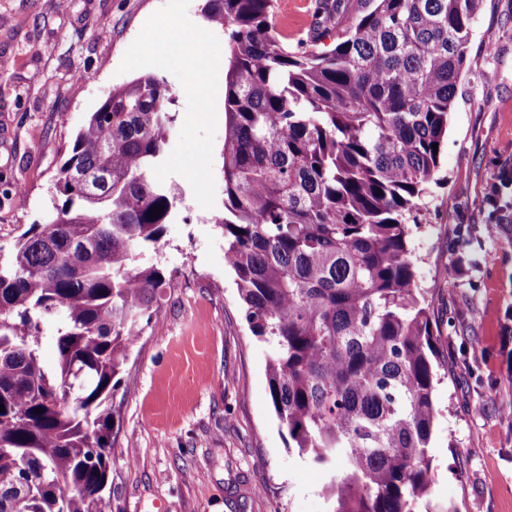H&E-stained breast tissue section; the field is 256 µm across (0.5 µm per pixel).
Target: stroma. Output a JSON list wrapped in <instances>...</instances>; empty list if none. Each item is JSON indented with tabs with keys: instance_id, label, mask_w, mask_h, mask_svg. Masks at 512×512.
Wrapping results in <instances>:
<instances>
[{
	"instance_id": "stroma-1",
	"label": "stroma",
	"mask_w": 512,
	"mask_h": 512,
	"mask_svg": "<svg viewBox=\"0 0 512 512\" xmlns=\"http://www.w3.org/2000/svg\"><path fill=\"white\" fill-rule=\"evenodd\" d=\"M204 0H0V251L43 220L75 135L112 88L139 76L175 89L172 148L154 178L173 184L178 218L137 266L172 281L142 324L113 397L106 512H326L324 471L285 444L273 410L270 349L245 319L224 235V86L207 103L173 49L182 30L206 31L202 51L224 66V33ZM315 0L274 5L296 45ZM110 36H101V28ZM163 30L164 48L142 35ZM512 0H484L467 48L440 181L424 199L413 247L429 288L432 328L451 376L428 450L430 499L459 512H512Z\"/></svg>"
}]
</instances>
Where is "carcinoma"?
I'll return each instance as SVG.
<instances>
[{
  "instance_id": "carcinoma-1",
  "label": "carcinoma",
  "mask_w": 512,
  "mask_h": 512,
  "mask_svg": "<svg viewBox=\"0 0 512 512\" xmlns=\"http://www.w3.org/2000/svg\"><path fill=\"white\" fill-rule=\"evenodd\" d=\"M482 2L316 0V25L290 47L272 0H206L227 39L214 223L270 345L288 448L328 473V512H436L443 364L411 237ZM332 28L335 46L318 49ZM173 102L151 74L112 88L58 169L63 200L0 257V512H104L113 395L171 287L131 262L178 217L174 186L149 176L170 149Z\"/></svg>"
}]
</instances>
